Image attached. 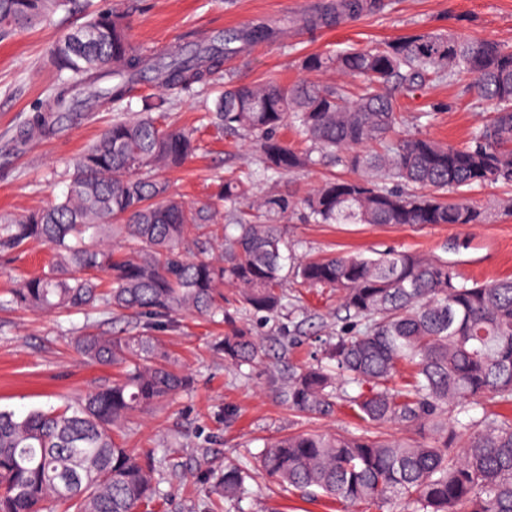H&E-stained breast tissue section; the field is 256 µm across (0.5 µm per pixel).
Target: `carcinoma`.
I'll return each instance as SVG.
<instances>
[{
  "instance_id": "1",
  "label": "carcinoma",
  "mask_w": 512,
  "mask_h": 512,
  "mask_svg": "<svg viewBox=\"0 0 512 512\" xmlns=\"http://www.w3.org/2000/svg\"><path fill=\"white\" fill-rule=\"evenodd\" d=\"M74 0H0V37L25 31ZM387 0H322L299 19L314 31L385 10ZM126 15L90 14L54 43L57 83L19 131L44 136L103 106L120 107L148 78L159 93L122 113L76 159L66 195L20 216H0V253L31 243L52 261L11 291L17 308L48 313L130 312L148 321L224 316V361L244 376L262 362L261 338L224 307L262 318L289 314L288 277L336 291L357 327L330 337L312 362L288 369V407L317 417L344 400L368 425L360 434L291 433L267 444L259 467L280 485L355 506L401 501L407 512H512V417L469 416L485 399L512 404V278L468 283L448 261L393 251L340 254L292 265L283 223L302 209L313 224H483L463 196L475 185L512 184V48L451 31L419 33L371 49L312 54L309 72L334 69L357 83L234 84L210 109L213 123L250 141L256 168L224 178V202L249 198L268 172L314 168L336 157L359 173L328 179L296 198L267 192L259 219L224 232L206 202L170 191L164 173L198 149L193 132L158 117L170 96L220 79L233 44L272 43L264 23L212 35L189 32L160 53L141 51ZM432 79L457 84L495 106L462 146L402 136L400 98ZM289 124L297 147L277 137ZM126 241L129 247L112 245ZM86 361L119 373L57 409L24 416L0 410V512H149L165 499L162 460L119 439L136 413L187 390L190 374L154 336L85 331ZM406 369L400 386L395 378ZM393 425L409 433L396 439ZM427 431L432 441L414 435ZM249 468L235 460L199 481L227 499L250 494Z\"/></svg>"
}]
</instances>
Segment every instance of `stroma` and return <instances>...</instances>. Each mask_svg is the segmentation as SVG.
I'll return each instance as SVG.
<instances>
[{"label": "stroma", "instance_id": "1", "mask_svg": "<svg viewBox=\"0 0 512 512\" xmlns=\"http://www.w3.org/2000/svg\"><path fill=\"white\" fill-rule=\"evenodd\" d=\"M310 0H80L79 9L57 12L33 29L0 41V215H21L62 199L77 155L105 129L113 109L93 112L88 119L53 137L16 141L17 130L44 101L56 81L49 50L65 32L76 29L93 11L118 8L130 16L132 40L159 52L190 31L209 34L263 22L279 29L271 44L253 45L227 57L228 78L242 83L276 82L285 86L306 79L305 56L365 48L416 32L454 30L465 36L512 47V0H389L388 8L357 20L308 35L290 18L305 13ZM224 90L223 84L198 85L174 97L169 121L198 129L203 148L181 168L168 172L171 189L190 202H210L220 212L224 172L254 165L243 140L208 125L206 106ZM453 101L452 110L432 112L437 102ZM404 135H427L461 145L470 132L489 120L490 103L445 82L430 84L422 94L403 101ZM343 163L329 162L312 170L272 174L258 191L304 195L322 178L350 176ZM488 212L483 224H438L424 227L376 224H312L302 212L284 231L299 259L357 251L368 256L388 251L434 253L448 260L468 282L512 277V215L503 207L512 201V187L484 185L469 194ZM52 258L49 247L30 244L20 253L0 257V409L23 415L33 409L62 404L91 386L111 379L109 366L87 363L71 345L84 330L134 329L131 317L49 314L22 310L9 303L10 292L28 274L40 272ZM296 309L292 318L245 322L263 337L275 355L244 378L226 365L219 343L222 319L191 315L175 318L157 332L177 365L195 379L191 389L163 406L134 417L124 427L127 447L157 450L165 458L162 489L169 498L160 512H404L401 502H370L349 507L256 478L253 495L235 502L212 496L197 475L220 469L225 459L253 460L264 446L282 435L310 431H352L356 422L347 405L332 416L298 414L279 399L281 375L288 367L311 361L323 340L346 327L345 313L329 290L308 289L295 281L286 285Z\"/></svg>", "mask_w": 512, "mask_h": 512}]
</instances>
